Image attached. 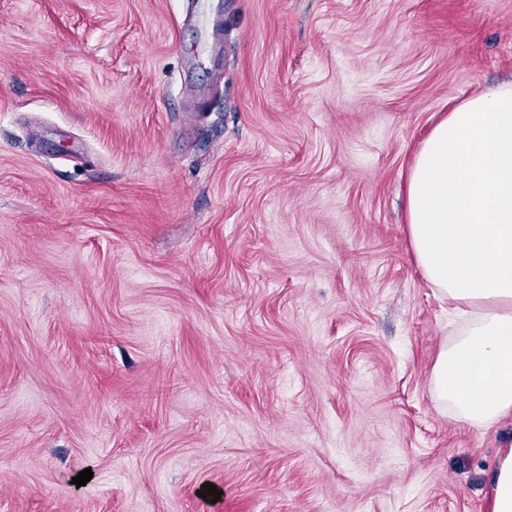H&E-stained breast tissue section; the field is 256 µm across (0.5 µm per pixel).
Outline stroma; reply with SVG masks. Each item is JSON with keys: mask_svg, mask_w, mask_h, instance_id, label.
<instances>
[{"mask_svg": "<svg viewBox=\"0 0 512 512\" xmlns=\"http://www.w3.org/2000/svg\"><path fill=\"white\" fill-rule=\"evenodd\" d=\"M508 82L512 0H0V512H487L404 186Z\"/></svg>", "mask_w": 512, "mask_h": 512, "instance_id": "1", "label": "stroma"}]
</instances>
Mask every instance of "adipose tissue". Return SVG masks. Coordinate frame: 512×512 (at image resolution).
<instances>
[{
    "instance_id": "obj_1",
    "label": "adipose tissue",
    "mask_w": 512,
    "mask_h": 512,
    "mask_svg": "<svg viewBox=\"0 0 512 512\" xmlns=\"http://www.w3.org/2000/svg\"><path fill=\"white\" fill-rule=\"evenodd\" d=\"M407 220L417 267L464 318L432 370L435 408L477 430L512 420V86L431 128L409 171ZM487 498L489 512H512V441Z\"/></svg>"
}]
</instances>
